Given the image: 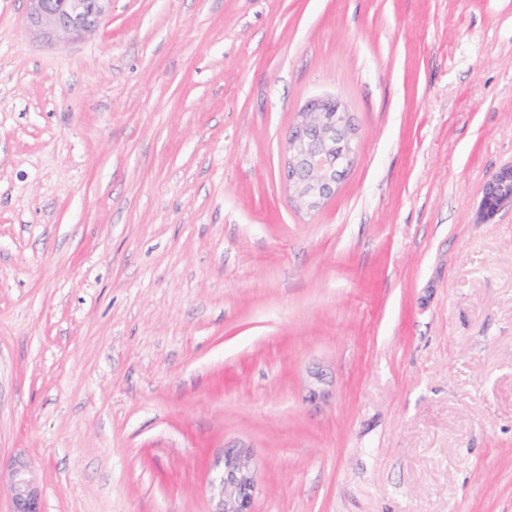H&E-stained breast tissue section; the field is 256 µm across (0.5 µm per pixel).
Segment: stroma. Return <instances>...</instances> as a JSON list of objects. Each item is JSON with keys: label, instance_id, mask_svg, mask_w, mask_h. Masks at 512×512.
<instances>
[{"label": "stroma", "instance_id": "1", "mask_svg": "<svg viewBox=\"0 0 512 512\" xmlns=\"http://www.w3.org/2000/svg\"><path fill=\"white\" fill-rule=\"evenodd\" d=\"M0 0V512H512V0ZM339 97L319 209L285 142ZM29 30L46 42L80 39L108 14L112 0H24ZM359 150L357 130L340 99L309 100L288 135L285 176L296 200L318 209L344 180ZM507 207H512V162L501 165L484 182L475 221L490 224ZM212 484L218 492L211 512H253L254 470L241 453L230 450L224 455V467ZM16 475L18 476L14 486V498L17 510L14 512H40L38 509V491L33 479L28 477L30 468L24 461L16 463Z\"/></svg>", "mask_w": 512, "mask_h": 512}]
</instances>
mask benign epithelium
<instances>
[{
	"label": "benign epithelium",
	"mask_w": 512,
	"mask_h": 512,
	"mask_svg": "<svg viewBox=\"0 0 512 512\" xmlns=\"http://www.w3.org/2000/svg\"><path fill=\"white\" fill-rule=\"evenodd\" d=\"M25 3L27 28L46 42L82 38L99 26L112 6V0ZM358 150L357 130L340 99L325 95L309 100L288 135L285 176L296 200L309 210L320 208L344 180ZM507 207H512V162L501 165L484 182L475 223L489 224ZM29 472L26 462H17L15 512H40ZM212 484L217 488L213 512H252L254 470L241 453L230 450L224 455V467Z\"/></svg>",
	"instance_id": "7a95c632"
}]
</instances>
